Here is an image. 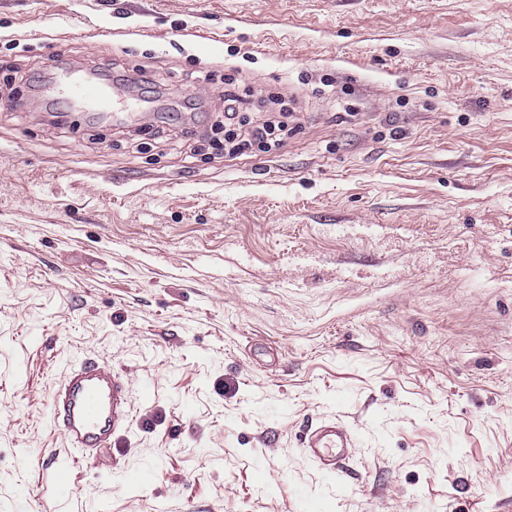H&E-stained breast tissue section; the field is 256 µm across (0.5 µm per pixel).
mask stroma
Masks as SVG:
<instances>
[{
  "label": "stroma",
  "mask_w": 512,
  "mask_h": 512,
  "mask_svg": "<svg viewBox=\"0 0 512 512\" xmlns=\"http://www.w3.org/2000/svg\"><path fill=\"white\" fill-rule=\"evenodd\" d=\"M140 66L134 122L61 93L144 98ZM207 72L287 106L283 145L225 153ZM78 352L133 412L60 494ZM322 421L355 442L335 478L299 446ZM46 497L512 512V0H0V512ZM103 80L93 72L72 77L66 82L68 96L82 104L89 112H109L111 99L102 84Z\"/></svg>",
  "instance_id": "35a3bbf8"
}]
</instances>
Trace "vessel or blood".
<instances>
[{"mask_svg":"<svg viewBox=\"0 0 512 512\" xmlns=\"http://www.w3.org/2000/svg\"><path fill=\"white\" fill-rule=\"evenodd\" d=\"M69 98L91 112H106L111 99L95 73L70 78ZM128 382L111 365L92 358L73 361L50 397L51 421L68 449L87 456L111 448L116 431L128 423ZM300 443L328 476L342 473L354 442L348 428L325 421L305 429Z\"/></svg>","mask_w":512,"mask_h":512,"instance_id":"1","label":"vessel or blood"}]
</instances>
